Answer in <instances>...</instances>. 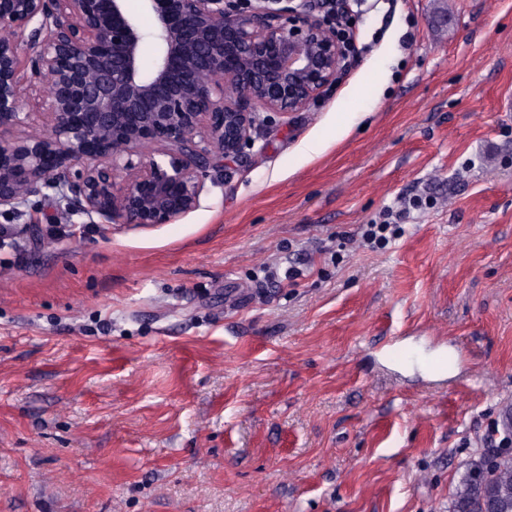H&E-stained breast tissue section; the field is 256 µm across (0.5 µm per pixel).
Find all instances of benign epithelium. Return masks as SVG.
Segmentation results:
<instances>
[{
    "label": "benign epithelium",
    "mask_w": 512,
    "mask_h": 512,
    "mask_svg": "<svg viewBox=\"0 0 512 512\" xmlns=\"http://www.w3.org/2000/svg\"><path fill=\"white\" fill-rule=\"evenodd\" d=\"M141 2L149 33L126 0H0V208L51 188L72 216L170 224L254 143L257 113L308 110L350 65V0ZM27 68L51 79L34 112Z\"/></svg>",
    "instance_id": "benign-epithelium-1"
}]
</instances>
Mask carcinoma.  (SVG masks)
<instances>
[{
	"instance_id": "carcinoma-1",
	"label": "carcinoma",
	"mask_w": 512,
	"mask_h": 512,
	"mask_svg": "<svg viewBox=\"0 0 512 512\" xmlns=\"http://www.w3.org/2000/svg\"><path fill=\"white\" fill-rule=\"evenodd\" d=\"M449 512H512V449L496 448L472 460Z\"/></svg>"
}]
</instances>
